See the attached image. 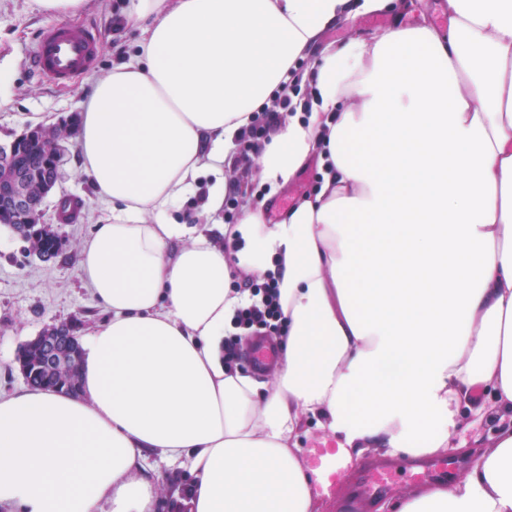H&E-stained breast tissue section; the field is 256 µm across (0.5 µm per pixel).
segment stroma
<instances>
[{"label":"stroma","mask_w":512,"mask_h":512,"mask_svg":"<svg viewBox=\"0 0 512 512\" xmlns=\"http://www.w3.org/2000/svg\"><path fill=\"white\" fill-rule=\"evenodd\" d=\"M422 3L424 13L420 16L386 9L373 16L338 20L300 62L299 71H306L325 46L352 38L368 43L384 28L397 23L414 24L423 17L438 22L440 0ZM126 4L127 0H91L76 22L98 29V62L71 86L55 88L39 79L29 65L36 41L43 29L53 25V18L40 12L34 0H0V144L9 143L38 124L71 125L92 82L111 72L133 49L136 31L117 24ZM233 175L230 196L248 193L254 205L281 215L320 184L318 162L314 159L274 193L263 185L258 165L236 164ZM66 196L81 198L84 207L75 223L57 224L63 245L59 255L50 261L29 255L26 243L0 229V394L11 393L25 384L15 363L22 343L46 326L61 322L75 324L78 336L83 337L107 317L94 300L77 262L82 241L90 235L105 208L80 170L77 141L72 136L62 142L61 178L42 204V223L56 224L57 202ZM477 400L484 408L482 417L462 412L452 430L453 446L441 452L442 458L456 463L455 477L459 480L475 469L477 455L487 451L497 430L512 423L511 416L498 410L490 391H483ZM143 467L151 481V512H188L183 499L193 482L189 459L171 460L149 452Z\"/></svg>","instance_id":"35a3bbf8"}]
</instances>
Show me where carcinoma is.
I'll return each mask as SVG.
<instances>
[{"label":"carcinoma","mask_w":512,"mask_h":512,"mask_svg":"<svg viewBox=\"0 0 512 512\" xmlns=\"http://www.w3.org/2000/svg\"><path fill=\"white\" fill-rule=\"evenodd\" d=\"M24 241L28 243L29 252L49 261L61 250L58 237L50 230L40 234H27ZM74 335L73 327L67 323L60 327L52 326L32 339L23 343L16 354L15 362L26 384L31 388L56 389L75 392L79 388V369L82 357L81 344L78 342L62 343L58 346L57 360L50 361L45 354L44 341L55 335L57 330Z\"/></svg>","instance_id":"obj_1"}]
</instances>
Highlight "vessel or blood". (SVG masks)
I'll list each match as a JSON object with an SVG mask.
<instances>
[{"instance_id":"vessel-or-blood-1","label":"vessel or blood","mask_w":512,"mask_h":512,"mask_svg":"<svg viewBox=\"0 0 512 512\" xmlns=\"http://www.w3.org/2000/svg\"><path fill=\"white\" fill-rule=\"evenodd\" d=\"M99 51V35L91 26L47 27L30 54L32 69L45 81L57 86L69 84L93 68ZM278 361L277 347L266 337H253L249 347L252 368L262 372ZM402 462L393 459L379 460L350 470L352 500L388 495ZM415 478L429 484H449L456 465L451 461L424 459L413 464Z\"/></svg>"}]
</instances>
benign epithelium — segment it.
I'll list each match as a JSON object with an SVG mask.
<instances>
[{"instance_id":"7a95c632","label":"benign epithelium","mask_w":512,"mask_h":512,"mask_svg":"<svg viewBox=\"0 0 512 512\" xmlns=\"http://www.w3.org/2000/svg\"><path fill=\"white\" fill-rule=\"evenodd\" d=\"M34 129L30 128L12 142L0 147V171L15 169L14 174L0 176V213L11 214L15 217V223L23 225V233L32 231V225L39 223L40 205L43 189L33 190L28 182L25 171L16 168L14 158L18 157L33 138ZM44 152V181L56 183L60 179L59 143L49 141Z\"/></svg>"}]
</instances>
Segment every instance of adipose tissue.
Listing matches in <instances>:
<instances>
[{
  "label": "adipose tissue",
  "mask_w": 512,
  "mask_h": 512,
  "mask_svg": "<svg viewBox=\"0 0 512 512\" xmlns=\"http://www.w3.org/2000/svg\"><path fill=\"white\" fill-rule=\"evenodd\" d=\"M350 0H130L133 53L81 105L82 171L107 215L78 251L110 313L78 392L0 396V507L150 512L144 453L188 457L191 512H314L307 419L354 448H447L463 403L512 414V0H443L428 21L352 39L312 66L319 98L259 147L270 190L322 183L282 223L222 224L225 165L253 113ZM207 182L223 240L171 213ZM276 272L272 382L230 372L224 333ZM395 512H512V429L453 487Z\"/></svg>",
  "instance_id": "ef3b65f1"
}]
</instances>
